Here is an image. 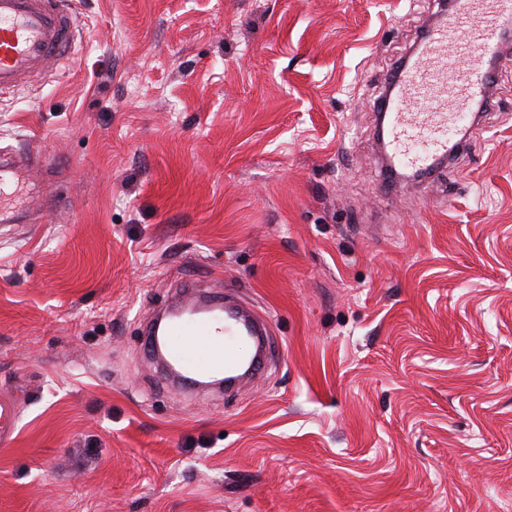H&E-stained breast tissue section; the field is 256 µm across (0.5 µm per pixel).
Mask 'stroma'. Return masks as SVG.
Listing matches in <instances>:
<instances>
[{
    "mask_svg": "<svg viewBox=\"0 0 512 512\" xmlns=\"http://www.w3.org/2000/svg\"><path fill=\"white\" fill-rule=\"evenodd\" d=\"M433 0H69L0 95L43 167L0 223V512H512V49L479 144L380 189L383 77ZM271 322L233 396L168 386L176 281ZM20 407L14 396L0 395V442L10 440L17 430Z\"/></svg>",
    "mask_w": 512,
    "mask_h": 512,
    "instance_id": "obj_1",
    "label": "stroma"
}]
</instances>
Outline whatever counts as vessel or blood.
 <instances>
[{
    "label": "vessel or blood",
    "instance_id": "b4317fda",
    "mask_svg": "<svg viewBox=\"0 0 512 512\" xmlns=\"http://www.w3.org/2000/svg\"><path fill=\"white\" fill-rule=\"evenodd\" d=\"M512 0H450L424 47L386 80L382 152L390 172H435L446 159L461 122L488 98L501 59ZM74 28L63 0H0V94L25 85L64 57ZM179 304L158 309L144 338L149 354H162L173 371L188 377H223L231 384L263 372L268 363L269 321L232 289L212 303L189 287H174ZM20 408L0 395V442L15 434Z\"/></svg>",
    "mask_w": 512,
    "mask_h": 512
}]
</instances>
